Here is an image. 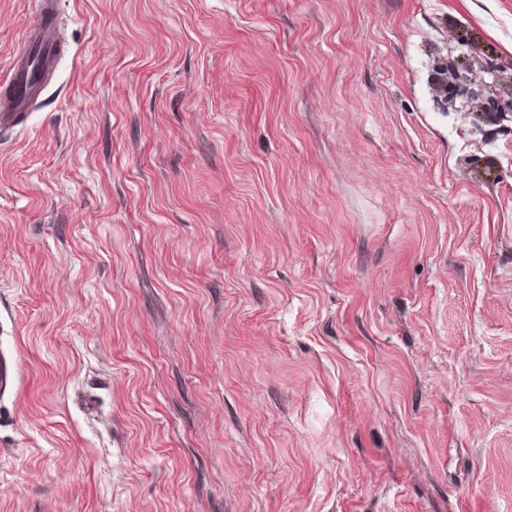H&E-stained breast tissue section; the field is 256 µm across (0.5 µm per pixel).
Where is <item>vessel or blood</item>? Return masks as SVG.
Returning <instances> with one entry per match:
<instances>
[{
    "label": "vessel or blood",
    "instance_id": "vessel-or-blood-1",
    "mask_svg": "<svg viewBox=\"0 0 512 512\" xmlns=\"http://www.w3.org/2000/svg\"><path fill=\"white\" fill-rule=\"evenodd\" d=\"M25 46L10 63V90L0 97V130L22 123L41 97L64 53L56 25L55 0H37L34 20L26 25Z\"/></svg>",
    "mask_w": 512,
    "mask_h": 512
}]
</instances>
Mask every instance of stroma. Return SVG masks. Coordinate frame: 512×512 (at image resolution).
<instances>
[{
	"label": "stroma",
	"mask_w": 512,
	"mask_h": 512,
	"mask_svg": "<svg viewBox=\"0 0 512 512\" xmlns=\"http://www.w3.org/2000/svg\"><path fill=\"white\" fill-rule=\"evenodd\" d=\"M35 0H0V76ZM0 134V512H512V0H57ZM56 0H37L35 19L25 26V46L10 63L11 91L0 97V130L22 123L41 97L64 53L55 15ZM496 63H493V60L485 61L484 64H481V70L483 73L491 75L494 79L492 82L483 81V87L486 91L487 95L485 98L486 104L490 111L497 110H505L506 108L512 112V100H508L504 102L500 96L499 89V80L498 76L495 74L498 72V67ZM497 109V110H496Z\"/></svg>",
	"instance_id": "stroma-1"
}]
</instances>
